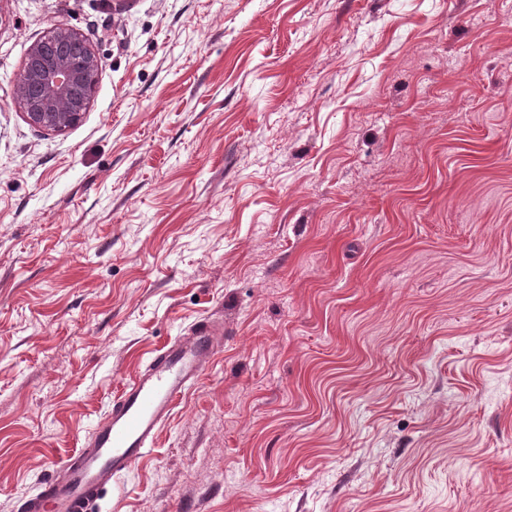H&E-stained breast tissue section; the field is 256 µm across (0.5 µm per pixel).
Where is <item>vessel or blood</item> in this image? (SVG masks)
<instances>
[{
	"label": "vessel or blood",
	"mask_w": 512,
	"mask_h": 512,
	"mask_svg": "<svg viewBox=\"0 0 512 512\" xmlns=\"http://www.w3.org/2000/svg\"><path fill=\"white\" fill-rule=\"evenodd\" d=\"M220 347L209 323L201 321L158 349L123 383L81 448L36 494L21 498L17 512H99L108 488L151 452L157 431Z\"/></svg>",
	"instance_id": "obj_1"
}]
</instances>
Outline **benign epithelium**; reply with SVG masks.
I'll return each mask as SVG.
<instances>
[{"instance_id":"1","label":"benign epithelium","mask_w":512,"mask_h":512,"mask_svg":"<svg viewBox=\"0 0 512 512\" xmlns=\"http://www.w3.org/2000/svg\"><path fill=\"white\" fill-rule=\"evenodd\" d=\"M101 69V59L79 32L54 25L29 45L15 98L30 125L63 133L87 111Z\"/></svg>"}]
</instances>
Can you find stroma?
<instances>
[{
	"label": "stroma",
	"mask_w": 512,
	"mask_h": 512,
	"mask_svg": "<svg viewBox=\"0 0 512 512\" xmlns=\"http://www.w3.org/2000/svg\"><path fill=\"white\" fill-rule=\"evenodd\" d=\"M205 319L101 512H512V0H0V512ZM101 69V59L79 32L54 25L29 45L15 98L30 125L63 133L87 111Z\"/></svg>",
	"instance_id": "35a3bbf8"
}]
</instances>
